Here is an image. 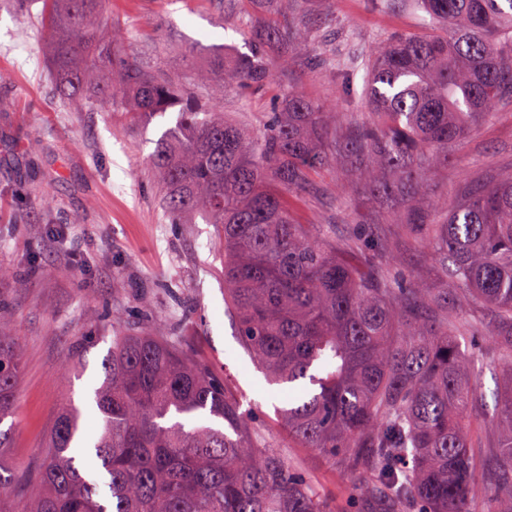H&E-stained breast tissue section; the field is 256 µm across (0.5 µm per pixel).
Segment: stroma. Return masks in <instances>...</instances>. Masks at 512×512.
Masks as SVG:
<instances>
[{
    "label": "stroma",
    "mask_w": 512,
    "mask_h": 512,
    "mask_svg": "<svg viewBox=\"0 0 512 512\" xmlns=\"http://www.w3.org/2000/svg\"><path fill=\"white\" fill-rule=\"evenodd\" d=\"M44 0H0V304L19 338L23 369L18 414L8 454L17 468L14 499H25L45 454L59 405L73 401L83 431L95 432L92 391L114 333L138 335L165 320L177 344L205 359L242 398L260 408L255 421L271 446L286 452L316 484L332 512H360L355 477L312 449L289 441L274 424L288 388L268 384L240 346L224 306V276L210 224H170L150 168L156 141L174 127L177 109L151 122H133L99 103L74 107L56 92L49 67L51 33ZM113 30L128 54L175 79L202 69L212 49L226 57L248 52L244 33L263 24L288 32L290 55L268 44L273 80L251 94L226 93L220 110L261 129L284 90H300L336 115L325 144L341 145L365 109L332 58L365 56L376 37L422 29L412 10L386 0H110ZM447 169L431 183L456 197L469 184L512 175V101L498 107L451 150ZM346 169L311 174L289 192L299 224H332L336 247L350 230L375 220L372 202L352 190ZM93 346L71 382L58 375L85 337ZM483 364L471 431L478 478L498 436L502 381L494 346L477 341Z\"/></svg>",
    "instance_id": "35a3bbf8"
}]
</instances>
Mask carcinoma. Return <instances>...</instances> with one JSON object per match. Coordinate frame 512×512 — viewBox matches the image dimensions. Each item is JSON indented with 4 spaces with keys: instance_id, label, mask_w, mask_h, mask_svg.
<instances>
[{
    "instance_id": "1",
    "label": "carcinoma",
    "mask_w": 512,
    "mask_h": 512,
    "mask_svg": "<svg viewBox=\"0 0 512 512\" xmlns=\"http://www.w3.org/2000/svg\"><path fill=\"white\" fill-rule=\"evenodd\" d=\"M50 65L63 101L100 102L149 122L179 106L152 167L172 224L215 225L224 304L241 344L272 384L293 390L278 425L288 438L358 478V500L378 512H512V177L458 198L429 191L452 146L512 98V0H417L423 35L374 41L360 68L367 111L345 151L321 142L336 115L299 90L253 132L198 103L194 85L265 87L260 48L233 59L216 49L189 82L150 72L105 32L109 0H47ZM347 168L377 200L378 219L336 255L329 224H297L286 193L311 173ZM405 241L450 283L425 288L391 254L381 225L396 209ZM488 306L462 320L455 297ZM499 352L501 427L491 475L475 488L469 426L480 358L461 339ZM92 403L100 431L82 435L80 411L58 409L40 474L11 500L3 455L0 512H330L313 484L257 433L253 412L167 334L114 336ZM20 343L0 316V425L14 416Z\"/></svg>"
}]
</instances>
